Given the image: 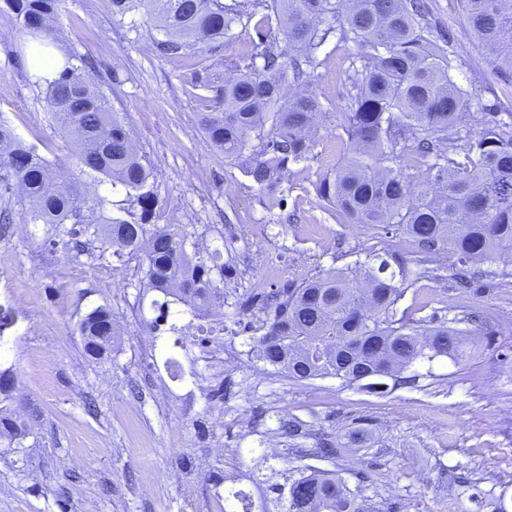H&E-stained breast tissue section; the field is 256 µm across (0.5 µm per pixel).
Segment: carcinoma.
Instances as JSON below:
<instances>
[{
    "instance_id": "cac0c4a2",
    "label": "carcinoma",
    "mask_w": 512,
    "mask_h": 512,
    "mask_svg": "<svg viewBox=\"0 0 512 512\" xmlns=\"http://www.w3.org/2000/svg\"><path fill=\"white\" fill-rule=\"evenodd\" d=\"M21 29L47 51L57 40L59 0H3ZM112 14L143 10L163 39L167 54L190 50L202 56L222 43L233 26L253 24L256 39L244 54L225 58V72L196 71L193 87L203 108L198 122L208 143L227 159L248 155L244 172L281 208L278 188L289 163L307 159L313 119L323 111L306 84L308 72L324 64L321 52L335 37L356 52L338 63L351 91L348 111L337 117L347 134L340 162L316 184L318 198L347 224L374 236L397 227L409 238L418 263L448 255L456 275L487 265L481 275L508 283L512 260V120L493 104L480 106L483 128L464 126L471 103L454 82L451 39L433 36L420 0H111ZM474 36L499 68L512 73V0H454ZM292 54L283 59L279 40ZM71 55L53 77L39 76L55 122L65 131L71 154L105 193L88 195L61 176L54 164L0 123V195L24 202L31 224H45V242L87 251L89 236L99 256L121 261L143 255L140 287L156 291L158 316L150 323L179 332L174 323L189 307L192 316L224 305V260L220 249L193 241L181 224H154L158 198L152 172L134 149L130 130L98 87L86 80ZM417 173H411V170ZM119 193L123 199L112 200ZM362 275L351 268L328 271L241 302L239 314L266 313L250 347L253 357L288 378H336L379 385L416 362L469 357L473 332L436 316L425 321L399 311L398 303L424 273L410 275L397 251L374 256ZM396 264L398 270L391 269ZM93 357L112 351L118 328L112 311L98 307L80 328ZM25 420L0 413V440L20 445ZM285 512H364L357 494L336 474L315 471L292 481Z\"/></svg>"
}]
</instances>
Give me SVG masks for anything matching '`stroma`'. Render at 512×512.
<instances>
[{
    "mask_svg": "<svg viewBox=\"0 0 512 512\" xmlns=\"http://www.w3.org/2000/svg\"><path fill=\"white\" fill-rule=\"evenodd\" d=\"M433 23L450 30L452 78L482 128L480 105L512 115V74L499 71L449 0H426ZM56 48L90 61L84 75L116 111L154 173L158 224H184L224 254L223 326L199 319L190 334L151 332L156 313L139 286L141 256L118 262L45 245L17 198L0 236V372L14 386L8 408L25 418L21 447H0V512H224L235 492L250 512H278L292 480L336 472L367 512H491L512 507V284L457 288L446 256L400 301L413 319L490 317L469 361H422L409 382L367 392L336 378L297 382L249 354L266 315L239 305L255 289L354 266L388 246L414 255L401 232L376 238L323 210L314 184L345 152L337 113L350 103L336 72L353 43L333 48L307 79L321 100L306 160L281 183L283 208L267 210L240 161L206 141L192 79L196 60L167 55L139 11L112 14L110 0H60ZM32 38L0 12V121L62 169L95 189L51 117L45 89L28 66ZM109 307L120 330L111 358L90 359L79 321ZM298 418L294 434L283 422ZM370 430L368 448L322 455L351 428Z\"/></svg>",
    "mask_w": 512,
    "mask_h": 512,
    "instance_id": "obj_1",
    "label": "stroma"
}]
</instances>
